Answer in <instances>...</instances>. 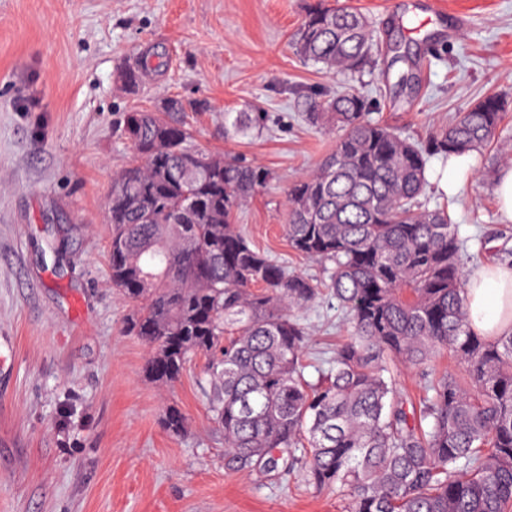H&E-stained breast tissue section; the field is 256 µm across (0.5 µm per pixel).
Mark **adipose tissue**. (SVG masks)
I'll return each instance as SVG.
<instances>
[{
  "mask_svg": "<svg viewBox=\"0 0 512 512\" xmlns=\"http://www.w3.org/2000/svg\"><path fill=\"white\" fill-rule=\"evenodd\" d=\"M469 325L493 337L512 328V266L487 265L470 277L466 288Z\"/></svg>",
  "mask_w": 512,
  "mask_h": 512,
  "instance_id": "1",
  "label": "adipose tissue"
}]
</instances>
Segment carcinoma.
Segmentation results:
<instances>
[{
    "label": "carcinoma",
    "mask_w": 512,
    "mask_h": 512,
    "mask_svg": "<svg viewBox=\"0 0 512 512\" xmlns=\"http://www.w3.org/2000/svg\"><path fill=\"white\" fill-rule=\"evenodd\" d=\"M378 41L364 13L328 0L308 5L294 38L304 60L349 73L370 63ZM117 78L131 92L144 84L139 70ZM367 109L354 89L307 99L309 120L343 135L289 186L286 231L293 251L328 264L324 280L251 247L235 219L270 174L199 148L184 119L196 103L125 112L134 161L108 198L109 277L132 305L125 332L149 348L144 372L156 384L208 356L228 470L281 478L299 469L316 490L347 498L349 512H512V330H471L468 239L447 207L425 201L430 158L486 148L512 98L483 96L423 143ZM263 124V113L239 112L225 131ZM324 294L352 331L309 381L294 311ZM443 350L458 371L407 400L394 370L424 368ZM184 423L179 408L166 409L168 433Z\"/></svg>",
    "instance_id": "carcinoma-1"
}]
</instances>
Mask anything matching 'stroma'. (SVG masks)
Instances as JSON below:
<instances>
[{
  "label": "stroma",
  "mask_w": 512,
  "mask_h": 512,
  "mask_svg": "<svg viewBox=\"0 0 512 512\" xmlns=\"http://www.w3.org/2000/svg\"><path fill=\"white\" fill-rule=\"evenodd\" d=\"M308 2L0 0V512H348L301 473L277 482L225 470L204 357L173 385L145 377L149 350L124 330L131 307L107 257V196L133 157L120 135L130 107L200 101L187 117L197 144L272 175L239 212L244 235L319 278L322 264L292 251L284 231L289 185L340 136L306 121L307 95L358 90L371 118L416 141L486 92L512 94V0H331L360 9L411 57L392 63L383 45L353 75L297 55ZM152 48L166 69L132 96L117 71ZM236 112L265 113L262 134L225 135ZM473 160L458 192L426 188L469 238L470 274L512 250V219L494 195L512 166V117ZM296 316L313 381L350 325L326 296ZM172 405L185 416L176 436L162 426Z\"/></svg>",
  "instance_id": "1"
}]
</instances>
